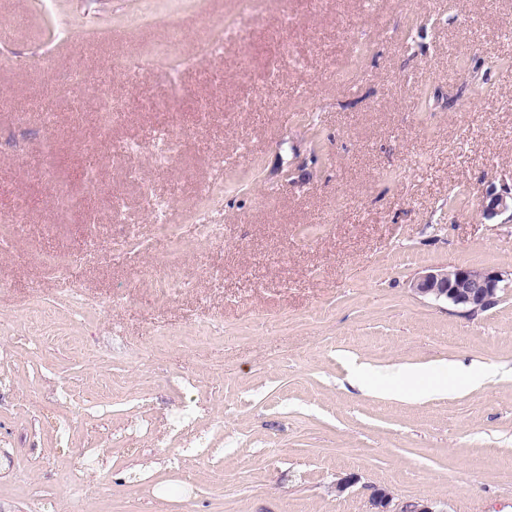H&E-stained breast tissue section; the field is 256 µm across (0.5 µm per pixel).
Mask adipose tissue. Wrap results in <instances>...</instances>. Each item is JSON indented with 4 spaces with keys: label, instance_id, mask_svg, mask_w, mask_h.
<instances>
[{
    "label": "adipose tissue",
    "instance_id": "adipose-tissue-1",
    "mask_svg": "<svg viewBox=\"0 0 512 512\" xmlns=\"http://www.w3.org/2000/svg\"><path fill=\"white\" fill-rule=\"evenodd\" d=\"M482 380V375L461 364L457 365L452 376L428 365L398 366L393 369L390 379L382 383L381 389L386 396L394 398H428L447 391L449 382L467 387Z\"/></svg>",
    "mask_w": 512,
    "mask_h": 512
}]
</instances>
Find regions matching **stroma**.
Segmentation results:
<instances>
[{
	"label": "stroma",
	"mask_w": 512,
	"mask_h": 512,
	"mask_svg": "<svg viewBox=\"0 0 512 512\" xmlns=\"http://www.w3.org/2000/svg\"><path fill=\"white\" fill-rule=\"evenodd\" d=\"M2 26L0 141L23 158L0 153V219L28 208L0 252V512H374L381 487L512 512V287L475 315L412 289L431 268L512 271V216L479 215L512 185V0H0ZM75 48L90 81L55 95ZM104 92L111 130L96 107L74 125ZM117 196L123 258L46 265L108 245ZM166 256L190 286L163 297ZM456 362L489 380L422 400L348 383L355 363Z\"/></svg>",
	"instance_id": "35a3bbf8"
}]
</instances>
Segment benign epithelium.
I'll return each mask as SVG.
<instances>
[{
  "label": "benign epithelium",
  "mask_w": 512,
  "mask_h": 512,
  "mask_svg": "<svg viewBox=\"0 0 512 512\" xmlns=\"http://www.w3.org/2000/svg\"><path fill=\"white\" fill-rule=\"evenodd\" d=\"M512 211V187L498 192L485 191L481 200L480 215L491 220ZM506 276L499 271L456 267L428 270L412 283L413 290L438 301H445L470 314L486 312L498 303L497 293L506 287Z\"/></svg>",
  "instance_id": "1"
}]
</instances>
